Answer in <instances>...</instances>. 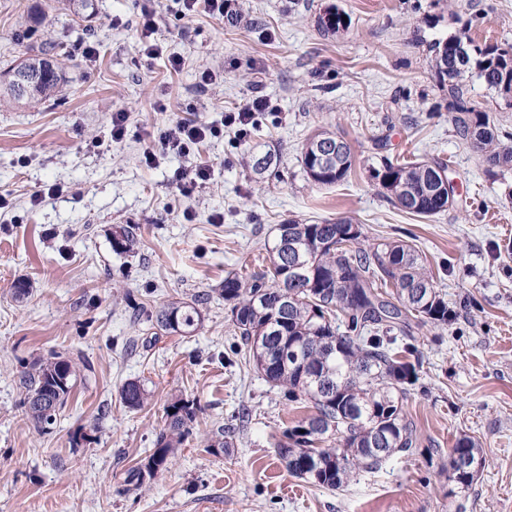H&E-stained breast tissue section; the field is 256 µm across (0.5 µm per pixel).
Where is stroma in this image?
Returning a JSON list of instances; mask_svg holds the SVG:
<instances>
[{
	"label": "stroma",
	"instance_id": "stroma-1",
	"mask_svg": "<svg viewBox=\"0 0 512 512\" xmlns=\"http://www.w3.org/2000/svg\"><path fill=\"white\" fill-rule=\"evenodd\" d=\"M350 18L335 35L315 20L330 5ZM159 53L146 56L138 0H0V75L53 40L62 46L63 96L36 106H0V512H512V167H489L455 136L459 105L493 113L512 132V97L477 78L450 97L430 67V43L471 23L479 44L512 43V0H236L245 23L197 11L177 17L157 0ZM96 49L94 58L80 46ZM180 57L172 70L171 57ZM221 81L200 91V69ZM265 95L245 138L233 131L194 158L144 150L176 120L220 123ZM128 113L123 140L113 113ZM327 129L351 147L350 175L331 186L301 166L307 139ZM271 153L276 173L257 180L241 157ZM440 160L456 187L448 210L424 217L387 199L373 179L383 158ZM207 162L192 195L177 169ZM61 193L32 203L43 186ZM222 214L219 223L211 214ZM347 218L362 244L413 243L457 317L416 335L419 380L404 403L416 430L412 456L331 491L290 475L275 443L302 412L252 367L227 366L239 338L217 290L228 272L266 265L278 224ZM136 225L126 251L117 228ZM30 290L15 300L14 287ZM209 294L194 337L153 333L137 314ZM92 363L55 423L26 418L19 375L50 353ZM144 385V408L119 396ZM176 397L201 406L176 461L139 490L123 474L152 448ZM236 429L215 456L204 440ZM467 435L482 448L473 485L450 493L449 450Z\"/></svg>",
	"mask_w": 512,
	"mask_h": 512
}]
</instances>
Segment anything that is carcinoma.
Here are the masks:
<instances>
[{
  "mask_svg": "<svg viewBox=\"0 0 512 512\" xmlns=\"http://www.w3.org/2000/svg\"><path fill=\"white\" fill-rule=\"evenodd\" d=\"M345 12L333 5L317 17V27L336 34L347 28ZM429 46L431 64L448 95L463 93L462 80L475 73L487 88L512 93V44L483 47L466 32ZM468 45L466 61H457L458 46ZM57 45L51 40L18 66L45 68L38 85L23 96L8 88L0 95L18 104L55 101L61 75ZM456 136L481 153L491 167L512 166V146L501 139L490 113L462 107L451 116ZM301 162L320 185L344 180L353 166L351 148L342 138L322 131L308 139ZM446 165L437 160L399 163L389 158L374 172L401 210L433 216L453 203L433 193ZM269 265L250 274L224 276L218 294L229 306L231 321L248 347V359L271 387L306 414L283 431L277 454L288 472L307 483L338 490L363 473H372L395 454L410 455L417 435L403 411V401L419 380L415 329L431 323L444 327L454 310L419 262L416 249L398 240L361 246V231L347 219L308 224L290 219L276 227ZM136 227L115 232L114 246L125 250ZM203 322L198 301H172L156 315L160 329L192 337ZM76 362L60 356L35 358L20 376L26 391L25 413L38 429L56 419L76 381ZM122 404L139 410L147 401L137 381L122 386ZM199 403L183 398L164 409L165 424L151 453L124 472L126 489L139 490L166 470L192 433ZM214 456L234 447V430L219 425L206 438ZM482 449L463 435L450 449L448 482L469 488L482 465Z\"/></svg>",
  "mask_w": 512,
  "mask_h": 512,
  "instance_id": "cac0c4a2",
  "label": "carcinoma"
}]
</instances>
